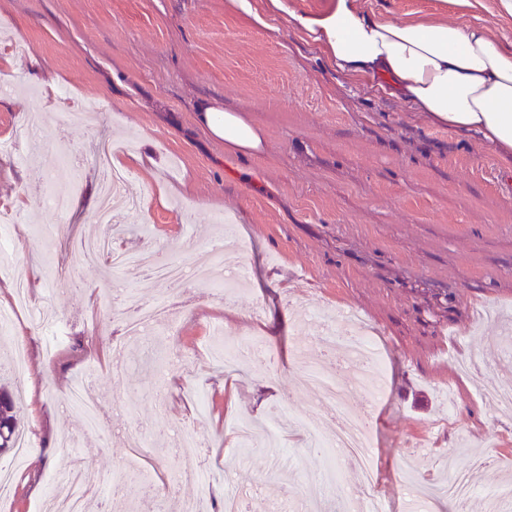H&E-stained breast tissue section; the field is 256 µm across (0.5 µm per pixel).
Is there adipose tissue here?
I'll return each mask as SVG.
<instances>
[{"label": "adipose tissue", "instance_id": "ef3b65f1", "mask_svg": "<svg viewBox=\"0 0 512 512\" xmlns=\"http://www.w3.org/2000/svg\"><path fill=\"white\" fill-rule=\"evenodd\" d=\"M273 2L285 5L289 22L344 75L389 87L435 122L512 155V49L485 26L392 18L362 0H334L321 15L301 11L297 0ZM196 120L228 152L250 157L267 148L260 126L215 101H199Z\"/></svg>", "mask_w": 512, "mask_h": 512}]
</instances>
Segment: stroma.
Returning a JSON list of instances; mask_svg holds the SVG:
<instances>
[{"label":"stroma","instance_id":"obj_1","mask_svg":"<svg viewBox=\"0 0 512 512\" xmlns=\"http://www.w3.org/2000/svg\"><path fill=\"white\" fill-rule=\"evenodd\" d=\"M366 4L396 18L481 24L512 47V16L498 13L497 0ZM266 19L250 24L230 0H0V77L12 85L0 102V142L35 123L83 164L75 174L21 144L0 152V215L15 243L7 267L39 272L43 287L29 305L51 304L62 319L50 355L26 315L0 334V381L22 386L23 426L38 440L13 461L0 512H35L49 486L64 494L78 448L89 468L124 465L142 481L141 431L154 429L165 447L182 423L195 425L198 463L213 480L205 512H224L229 492L242 512L282 502L344 512L346 491L361 488L357 472L343 466L334 488L313 495L304 477L331 456L306 447L299 422L317 403L302 364L336 372L311 314L342 331L349 309L373 329L386 363L366 495L386 512H410L404 464L439 484L452 458L483 488L512 483V412L484 398L512 375V343L499 335L512 321V160L336 71L287 14ZM203 98L260 125L266 151L226 152L196 121ZM103 136L142 200L106 230L95 221ZM50 193L64 210L44 207ZM104 231L122 251L152 250L191 269L197 249L215 243L243 261V287L227 300L202 274L189 288L133 281L142 300H187L174 327L159 328V343L180 360L166 380L145 341L123 336L105 264L86 265L77 250ZM217 323L242 341L262 337L265 363L226 378L207 354ZM94 361L95 385L124 404L109 409L101 448L65 404ZM284 412L280 469L269 470L264 447L236 450L238 416L260 429ZM196 494L180 481L159 495L98 499L93 510L180 512Z\"/></svg>","mask_w":512,"mask_h":512}]
</instances>
